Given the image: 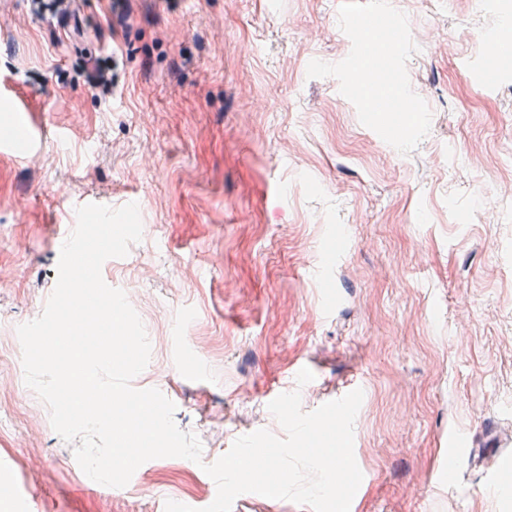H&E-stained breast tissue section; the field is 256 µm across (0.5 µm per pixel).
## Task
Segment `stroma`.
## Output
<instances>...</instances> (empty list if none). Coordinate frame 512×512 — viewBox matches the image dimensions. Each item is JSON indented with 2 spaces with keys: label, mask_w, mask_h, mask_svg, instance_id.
<instances>
[{
  "label": "stroma",
  "mask_w": 512,
  "mask_h": 512,
  "mask_svg": "<svg viewBox=\"0 0 512 512\" xmlns=\"http://www.w3.org/2000/svg\"><path fill=\"white\" fill-rule=\"evenodd\" d=\"M341 0H131L111 33L88 0L64 36L34 0L0 9V139L43 130L31 163L0 155V512H164L211 504L203 464L259 429L284 431L273 395L310 412L363 391L353 512H512V56L481 40L497 13L457 0H395L417 46L407 62L429 134L401 154L361 124L336 78ZM112 57L110 95L79 72ZM492 59L481 89L463 57ZM88 197L137 203L143 225L102 276L135 299L151 344L137 389L160 390L201 462L141 465L97 489L24 382L20 324L56 282L59 233ZM333 308H326L327 297ZM203 364L206 379L195 376ZM309 368L314 379L298 385ZM474 456L448 471V438Z\"/></svg>",
  "instance_id": "1"
}]
</instances>
